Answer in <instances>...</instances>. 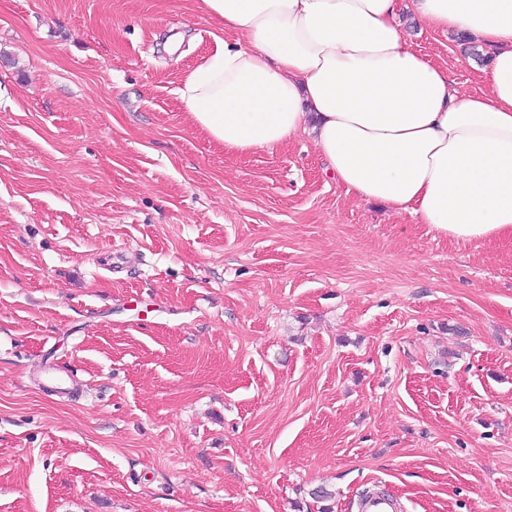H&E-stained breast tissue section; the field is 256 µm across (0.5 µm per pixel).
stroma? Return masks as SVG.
Instances as JSON below:
<instances>
[{
	"instance_id": "obj_1",
	"label": "stroma",
	"mask_w": 512,
	"mask_h": 512,
	"mask_svg": "<svg viewBox=\"0 0 512 512\" xmlns=\"http://www.w3.org/2000/svg\"><path fill=\"white\" fill-rule=\"evenodd\" d=\"M220 38L197 0H0V512H512V236L355 200L304 133L225 154L177 96Z\"/></svg>"
}]
</instances>
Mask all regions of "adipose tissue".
<instances>
[{
	"label": "adipose tissue",
	"mask_w": 512,
	"mask_h": 512,
	"mask_svg": "<svg viewBox=\"0 0 512 512\" xmlns=\"http://www.w3.org/2000/svg\"><path fill=\"white\" fill-rule=\"evenodd\" d=\"M241 39L216 47L177 91L225 153L312 135L347 194L439 234H512V0H197ZM463 32L486 50L484 90L455 88L397 22Z\"/></svg>",
	"instance_id": "obj_1"
}]
</instances>
